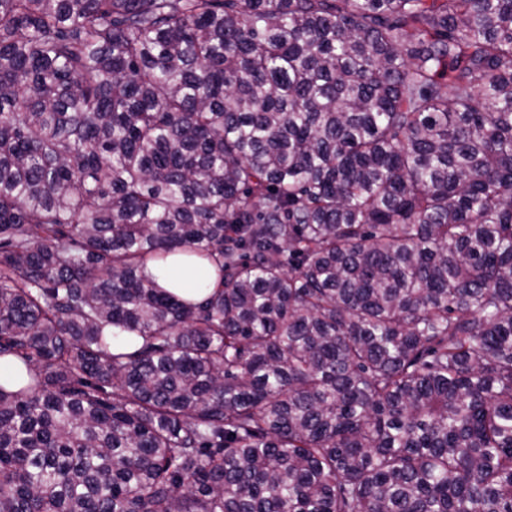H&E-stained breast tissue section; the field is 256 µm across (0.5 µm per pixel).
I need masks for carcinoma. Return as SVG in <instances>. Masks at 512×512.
<instances>
[{
	"mask_svg": "<svg viewBox=\"0 0 512 512\" xmlns=\"http://www.w3.org/2000/svg\"><path fill=\"white\" fill-rule=\"evenodd\" d=\"M0 358V512H512V0H0ZM148 270L162 286L184 299H196L212 290L216 283V274L211 266L182 260L168 266L149 265Z\"/></svg>",
	"mask_w": 512,
	"mask_h": 512,
	"instance_id": "obj_1",
	"label": "carcinoma"
}]
</instances>
